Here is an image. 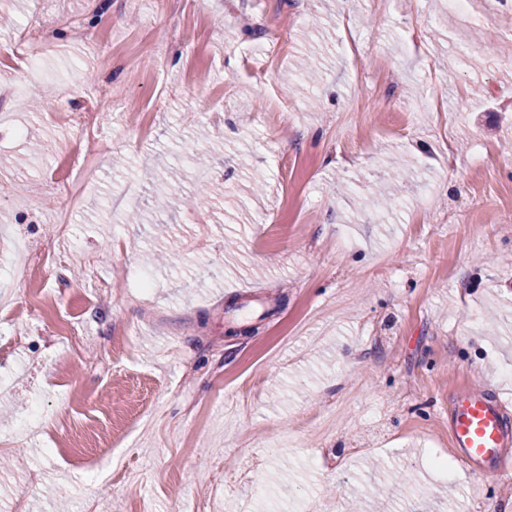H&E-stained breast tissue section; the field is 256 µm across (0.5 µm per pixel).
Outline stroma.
Segmentation results:
<instances>
[{
	"label": "stroma",
	"mask_w": 512,
	"mask_h": 512,
	"mask_svg": "<svg viewBox=\"0 0 512 512\" xmlns=\"http://www.w3.org/2000/svg\"><path fill=\"white\" fill-rule=\"evenodd\" d=\"M445 3L0 0V512H512L427 464L458 392L512 419V24Z\"/></svg>",
	"instance_id": "obj_1"
}]
</instances>
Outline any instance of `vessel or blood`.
<instances>
[{"label": "vessel or blood", "mask_w": 512, "mask_h": 512, "mask_svg": "<svg viewBox=\"0 0 512 512\" xmlns=\"http://www.w3.org/2000/svg\"><path fill=\"white\" fill-rule=\"evenodd\" d=\"M450 431L456 456L465 469L512 470V453L504 449L512 432L507 429L502 405L489 400L482 390H467L454 398Z\"/></svg>", "instance_id": "vessel-or-blood-1"}]
</instances>
